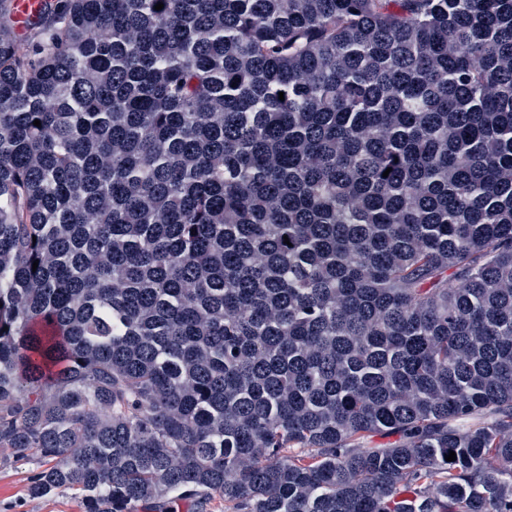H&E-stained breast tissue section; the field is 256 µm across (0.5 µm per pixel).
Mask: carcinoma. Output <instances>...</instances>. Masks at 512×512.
I'll use <instances>...</instances> for the list:
<instances>
[{
    "mask_svg": "<svg viewBox=\"0 0 512 512\" xmlns=\"http://www.w3.org/2000/svg\"><path fill=\"white\" fill-rule=\"evenodd\" d=\"M8 2L27 493L512 512V0ZM13 15L19 34L35 22L47 6V0H13Z\"/></svg>",
    "mask_w": 512,
    "mask_h": 512,
    "instance_id": "obj_1",
    "label": "carcinoma"
}]
</instances>
